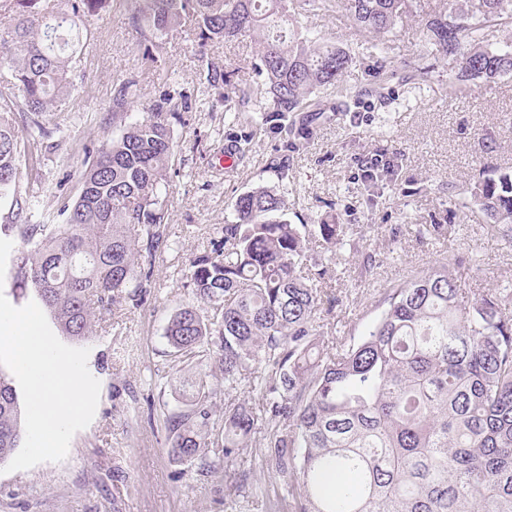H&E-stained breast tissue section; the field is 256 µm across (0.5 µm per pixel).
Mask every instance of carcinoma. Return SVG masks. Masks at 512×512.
Instances as JSON below:
<instances>
[{"instance_id": "obj_1", "label": "carcinoma", "mask_w": 512, "mask_h": 512, "mask_svg": "<svg viewBox=\"0 0 512 512\" xmlns=\"http://www.w3.org/2000/svg\"><path fill=\"white\" fill-rule=\"evenodd\" d=\"M106 0H0L11 24L0 29V201L9 203L0 232L21 246L11 258L17 289L32 292L60 335L85 342L91 303L109 310L140 306L150 293L157 249L167 229L166 185L174 154L172 121L187 108L168 91L127 120L136 95L127 80L114 89L112 126L118 133L97 150L80 177V193L55 212L38 208V184L22 167L41 164L47 127L73 90L80 27ZM138 30L161 39L191 22L201 75L214 88L252 105L265 122L304 133L299 112L317 91L334 87L354 57L298 25L288 0H129ZM415 0H336L361 31L380 37L413 13ZM512 28V0H440L422 25L425 51L458 64L466 81L512 74V38L484 43L485 24ZM249 37L259 45L254 79L233 84L208 57V47ZM368 92L379 93L396 66L372 53L359 60ZM24 117L19 126L15 115ZM363 181L393 175L389 163L363 165ZM461 208L477 211L512 243V171L489 169ZM63 216L65 223L55 220ZM349 224H290L284 197L258 185L240 195L224 238L193 261L197 303L175 310L165 328L174 362L212 353L195 370L190 393L165 413L169 455L198 471H227L240 449H271L274 478L260 495L272 512L291 496L292 512H512V292L474 295L443 263L389 285L380 312L359 338L327 347L317 311L337 256L309 269L305 243L345 245ZM224 379V415L213 421ZM258 396L264 412L231 397ZM24 436L12 377L0 368V462ZM344 477L328 489L333 475ZM288 485V494L277 488Z\"/></svg>"}]
</instances>
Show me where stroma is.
I'll use <instances>...</instances> for the list:
<instances>
[{"label": "stroma", "instance_id": "1", "mask_svg": "<svg viewBox=\"0 0 512 512\" xmlns=\"http://www.w3.org/2000/svg\"><path fill=\"white\" fill-rule=\"evenodd\" d=\"M439 0H420L388 41V56L401 60L421 48V20ZM301 24L323 41L363 55L375 39L356 31L342 9L315 12L293 0ZM85 48L76 68L75 88L54 121L67 125L71 159L45 154L37 171L41 208L57 210L75 197L86 151H97L112 135L115 85L132 79L137 95L132 115L173 88L188 98L189 110L174 121V155L167 196L168 230L159 247L151 293L145 304H115L97 311L87 341V366L100 382L92 422L77 432L67 457L26 470L0 474V512H268L254 488L267 477L264 451L243 449L228 474L206 475L174 463L168 456L159 419L149 407L174 404L176 376L163 336L170 315L194 303L192 261L210 250L234 219L239 195L257 185L284 195L293 224H317L335 217L352 225L360 251L342 249L330 278L334 303L317 313L329 338L359 336L375 318L382 287L411 272L447 263L465 287L478 292L512 289V246L478 213H457L451 237L417 235L422 224L446 219L484 166L512 170V76L474 85L460 93L456 63L426 56L436 68L431 82L394 80L384 97L367 95L360 70L348 71L346 100L319 93L320 111L310 116L306 138L262 122L228 126L217 89L204 83L196 48L185 33L173 30L153 67L142 66L147 40L136 33L121 0L86 21ZM257 46L242 37L214 45L209 57L225 72L246 78V64ZM252 135L243 162L223 164L224 149L237 136ZM288 147V176L278 179L267 164L274 147ZM396 157L397 178L380 185L368 199L360 178L362 158ZM374 253L373 276L361 274L362 251ZM244 484H237V477Z\"/></svg>", "mask_w": 512, "mask_h": 512}]
</instances>
